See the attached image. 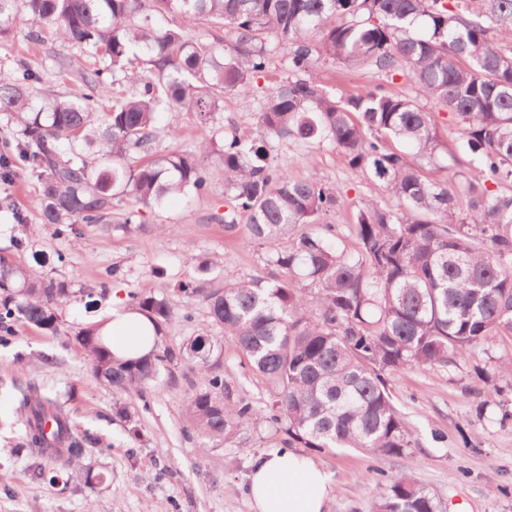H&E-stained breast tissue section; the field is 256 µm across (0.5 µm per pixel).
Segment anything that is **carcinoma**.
<instances>
[{
	"mask_svg": "<svg viewBox=\"0 0 512 512\" xmlns=\"http://www.w3.org/2000/svg\"><path fill=\"white\" fill-rule=\"evenodd\" d=\"M464 2L465 10L449 0H0V38L21 23L27 42L60 44L54 76L78 82L52 84L23 59L0 76V124L9 132L0 181L35 179L39 219L59 236H81L82 224L107 228L116 209L119 227L131 231L142 209L205 194L221 94L265 71L269 38L286 51L292 77L260 107L262 134L249 143L225 136L220 150L233 201L224 228L243 217L256 240L282 243L268 257L278 275L222 289L180 284L234 337L267 392L258 406L224 375L219 337L189 338L181 357L203 379L187 398L185 432L203 446L262 419L290 448L402 456L415 442L386 376L456 365L512 335V49L502 45L512 41V0ZM169 13L182 27L158 23ZM198 24L224 30V46L184 34ZM327 59L408 78L456 120L468 164L442 149L435 113L417 98L383 85L339 98L327 91L317 72ZM172 109L196 113L206 133L198 151L157 150L165 133L157 114ZM266 136L326 142L395 200L359 210L356 252L298 231L341 206V192L276 165ZM427 166L445 176L429 178ZM69 297L65 282L0 256L3 328L21 321L54 334ZM133 299L157 331L172 322L167 294ZM77 340L95 375L118 392L143 390L173 358L156 343L116 363L94 326ZM17 410L34 420L25 446L64 467L91 441L33 381L18 389ZM371 512H439V504L401 473L383 484Z\"/></svg>",
	"mask_w": 512,
	"mask_h": 512,
	"instance_id": "1",
	"label": "carcinoma"
}]
</instances>
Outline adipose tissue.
Masks as SVG:
<instances>
[{
  "mask_svg": "<svg viewBox=\"0 0 512 512\" xmlns=\"http://www.w3.org/2000/svg\"><path fill=\"white\" fill-rule=\"evenodd\" d=\"M98 334L119 361L146 355L157 340L150 319L117 297ZM248 490L255 512H324L331 485L315 459L276 448L253 459Z\"/></svg>",
  "mask_w": 512,
  "mask_h": 512,
  "instance_id": "adipose-tissue-1",
  "label": "adipose tissue"
}]
</instances>
